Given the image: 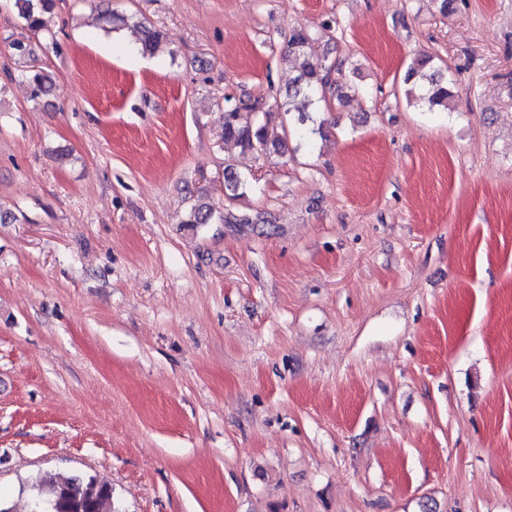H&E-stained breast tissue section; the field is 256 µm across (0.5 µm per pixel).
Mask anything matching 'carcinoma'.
<instances>
[{
	"label": "carcinoma",
	"instance_id": "carcinoma-1",
	"mask_svg": "<svg viewBox=\"0 0 512 512\" xmlns=\"http://www.w3.org/2000/svg\"><path fill=\"white\" fill-rule=\"evenodd\" d=\"M26 26L32 30L47 27L45 13L50 9V0H14ZM141 50L153 54L158 49L162 34L156 28L140 22ZM303 58L302 73L295 84L288 89L287 97L299 95L308 98L319 97L327 101V94L334 90L338 81L332 78L334 65L326 55L319 54L316 39L302 28L292 30L288 38V53L285 59ZM28 80L33 97L50 94L56 86V75L43 67L28 70ZM404 82L411 85L409 102L424 106L432 111L447 106L448 87L441 69L433 64L430 57L414 60L404 76ZM224 138L235 142L243 149L258 154L278 151L283 141L269 122L255 117V109L240 101L224 109ZM214 217L212 205L197 201L192 205L186 224L194 228L207 224ZM30 496L29 512H112V485L95 476L66 477L52 472L40 473L28 482Z\"/></svg>",
	"mask_w": 512,
	"mask_h": 512
}]
</instances>
